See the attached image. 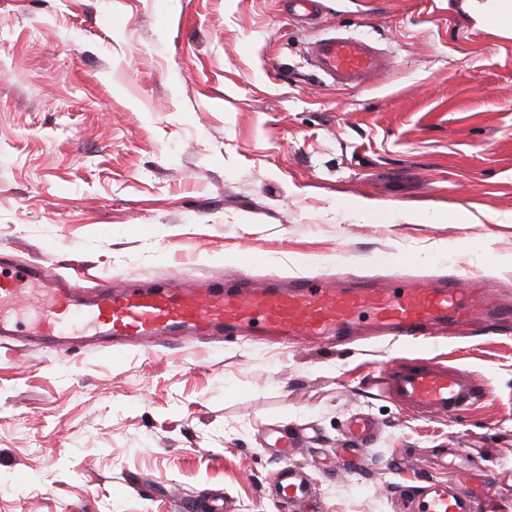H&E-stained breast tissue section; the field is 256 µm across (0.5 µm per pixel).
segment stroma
I'll return each instance as SVG.
<instances>
[{
	"label": "stroma",
	"instance_id": "35a3bbf8",
	"mask_svg": "<svg viewBox=\"0 0 512 512\" xmlns=\"http://www.w3.org/2000/svg\"><path fill=\"white\" fill-rule=\"evenodd\" d=\"M335 33L375 42L387 69L330 86L305 46ZM358 198L388 222L347 218ZM460 206L477 223L448 221ZM493 211H512V38L448 0H320L307 27L283 0H0V247L16 264L90 288L194 281L246 250L285 276L372 277L378 256L416 252L418 274L442 261L512 283L496 267L512 223ZM399 358L467 369L491 394L411 416L368 382ZM357 414L376 434L339 473ZM277 430L326 512H396L449 449V478L476 485L475 463L512 469V327L419 345L0 346V512H178L214 494L272 512Z\"/></svg>",
	"mask_w": 512,
	"mask_h": 512
}]
</instances>
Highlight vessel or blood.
Wrapping results in <instances>:
<instances>
[{
  "mask_svg": "<svg viewBox=\"0 0 512 512\" xmlns=\"http://www.w3.org/2000/svg\"><path fill=\"white\" fill-rule=\"evenodd\" d=\"M311 66L333 82L358 88L382 70V55L372 43L352 36H328L307 49ZM259 255L236 258L230 277L195 282L167 279L153 287L103 282L88 290L71 285L39 264L0 270V340L17 336L51 338L61 354H70L75 340L147 348L193 334L214 344L227 338L259 342L308 341L325 344L352 337L393 336L415 343L433 328L494 320H512V304L490 285L456 272L434 277L407 275L384 287L349 272L313 274L288 280L256 277ZM41 288L44 302L36 319L25 321L15 311L29 296L22 282ZM387 397L415 415L445 419L462 415L488 393L487 385L468 371L435 360H398L372 380ZM374 423L357 414L351 420L353 447L341 449L342 468L356 462L358 445L374 437ZM282 461L272 483L277 512L302 507L325 512L321 493L302 468L290 465L295 444L287 436L275 440ZM512 472L486 468L478 488L449 480L429 479L412 496L399 499L400 512H498L502 483Z\"/></svg>",
  "mask_w": 512,
  "mask_h": 512,
  "instance_id": "1",
  "label": "vessel or blood"
}]
</instances>
